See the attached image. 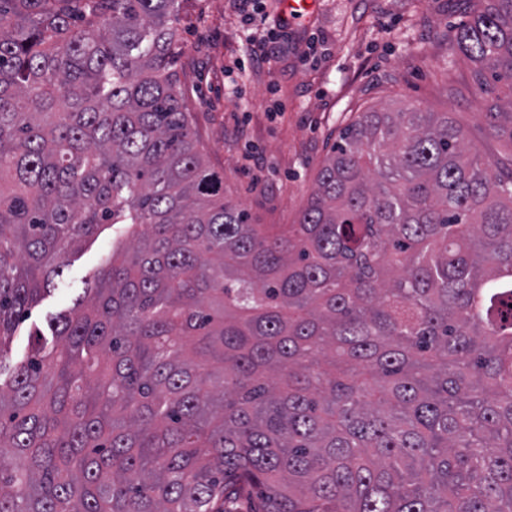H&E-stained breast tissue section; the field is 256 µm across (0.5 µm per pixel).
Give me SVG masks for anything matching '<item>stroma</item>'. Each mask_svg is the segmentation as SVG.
<instances>
[{
	"label": "stroma",
	"instance_id": "obj_1",
	"mask_svg": "<svg viewBox=\"0 0 512 512\" xmlns=\"http://www.w3.org/2000/svg\"><path fill=\"white\" fill-rule=\"evenodd\" d=\"M471 7V0H317L288 33L291 42L319 37L322 45L307 60L292 52L255 70L246 39L262 32L234 0H182L178 77L197 147L223 171L225 196L253 223H296L339 132L358 112L402 102L451 113L473 153L511 161L512 146L491 134L486 103L472 92L470 65L448 51V32L469 21ZM121 230L103 225L70 256L62 286L17 326L1 381L27 359L34 327L72 307L95 279Z\"/></svg>",
	"mask_w": 512,
	"mask_h": 512
}]
</instances>
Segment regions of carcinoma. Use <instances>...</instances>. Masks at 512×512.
Returning a JSON list of instances; mask_svg holds the SVG:
<instances>
[{
	"label": "carcinoma",
	"instance_id": "obj_1",
	"mask_svg": "<svg viewBox=\"0 0 512 512\" xmlns=\"http://www.w3.org/2000/svg\"><path fill=\"white\" fill-rule=\"evenodd\" d=\"M449 33L512 143V0ZM179 0H0V362L70 252L123 226L0 384V512H512V168L362 112L294 224L196 149Z\"/></svg>",
	"mask_w": 512,
	"mask_h": 512
}]
</instances>
